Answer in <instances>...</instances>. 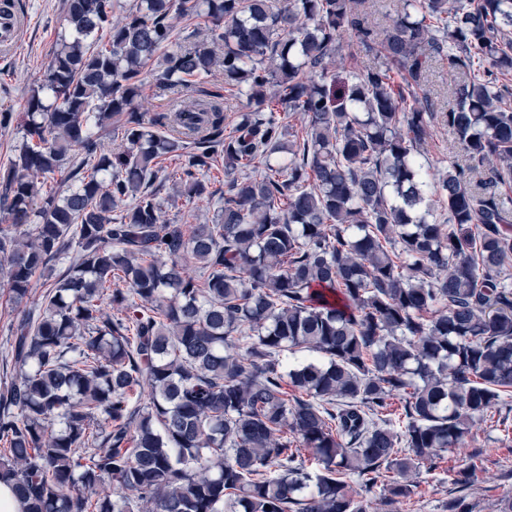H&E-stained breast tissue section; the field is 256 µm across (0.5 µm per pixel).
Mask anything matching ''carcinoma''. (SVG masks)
<instances>
[{
    "label": "carcinoma",
    "mask_w": 512,
    "mask_h": 512,
    "mask_svg": "<svg viewBox=\"0 0 512 512\" xmlns=\"http://www.w3.org/2000/svg\"><path fill=\"white\" fill-rule=\"evenodd\" d=\"M367 2L137 0L114 21L116 0H64L0 175L10 298L68 263L4 355L21 512H367L381 470L386 501L411 497L409 472L512 402V0H404L380 32ZM346 31L377 63L338 83ZM435 59L461 75L446 106L422 92ZM149 74L169 103L147 120ZM220 74L256 105L227 134L224 95L196 88ZM436 127L463 153L437 179ZM219 159L213 220H163L160 191L211 199Z\"/></svg>",
    "instance_id": "cac0c4a2"
}]
</instances>
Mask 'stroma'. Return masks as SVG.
<instances>
[{"label": "stroma", "instance_id": "35a3bbf8", "mask_svg": "<svg viewBox=\"0 0 512 512\" xmlns=\"http://www.w3.org/2000/svg\"><path fill=\"white\" fill-rule=\"evenodd\" d=\"M63 0H16L25 21L17 29L10 51L0 53V110L23 111L30 90L58 47L63 32ZM45 278H35L27 302L15 304L0 285V352L25 314L41 305ZM418 492L392 506L371 498L368 512H448L452 498L464 497L472 512H499L503 497L512 496V414L493 410L475 419L463 442L448 449L433 470L409 473Z\"/></svg>", "mask_w": 512, "mask_h": 512}]
</instances>
